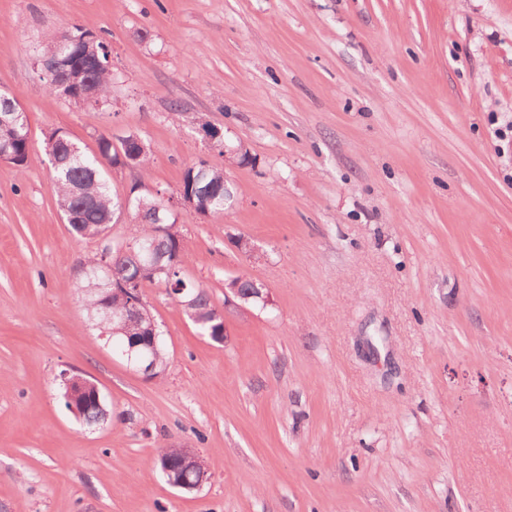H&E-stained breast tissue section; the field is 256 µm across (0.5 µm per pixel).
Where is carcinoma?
Instances as JSON below:
<instances>
[{"instance_id":"obj_1","label":"carcinoma","mask_w":512,"mask_h":512,"mask_svg":"<svg viewBox=\"0 0 512 512\" xmlns=\"http://www.w3.org/2000/svg\"><path fill=\"white\" fill-rule=\"evenodd\" d=\"M75 35H85L87 39L65 50L64 66L77 87L67 92L56 80H46L51 95L61 97L76 106L86 104L83 92L93 89L97 93L98 103L109 101L112 87V70L109 68L108 51L103 40L95 37L89 28L77 27ZM9 123L0 125V146L7 144L13 155L12 163L24 167L30 159L29 143L22 138L24 127L28 126L27 115L15 112L8 117ZM75 143L64 131L55 129L44 138V151L54 162L52 166V188L57 204L63 212L71 231L80 238H94L108 229L117 220L115 202L112 198L104 165L117 163L116 147L105 137L99 139V155L89 157L80 149H74ZM207 189L197 214L208 216L224 212L233 192L225 191L229 182L224 169L217 168L205 161L187 167L183 173L181 188L187 193L198 194L199 187ZM162 200L147 192L133 196L130 212L140 221V238L158 241L157 253L164 255L162 265L167 271L146 276L147 283H162L166 290L181 300L192 299L190 308L193 315L202 320L199 331L204 336H217L223 332V326L213 321V305L208 292L180 276V269L189 258L184 237L172 214L159 210ZM112 268L104 269V253L86 257L80 265L88 270L75 285L81 296L87 316L94 324L107 319V316L123 310V299L112 294V283L134 275L142 262L137 251H125L117 254L112 249ZM107 409L90 403L82 414V423L97 426L103 423Z\"/></svg>"}]
</instances>
